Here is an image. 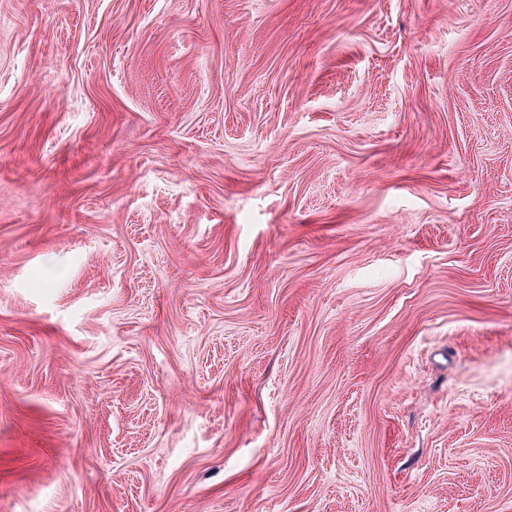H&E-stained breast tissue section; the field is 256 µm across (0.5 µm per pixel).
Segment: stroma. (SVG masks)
Here are the masks:
<instances>
[{
  "instance_id": "obj_1",
  "label": "stroma",
  "mask_w": 512,
  "mask_h": 512,
  "mask_svg": "<svg viewBox=\"0 0 512 512\" xmlns=\"http://www.w3.org/2000/svg\"><path fill=\"white\" fill-rule=\"evenodd\" d=\"M0 512H512V0H0Z\"/></svg>"
}]
</instances>
